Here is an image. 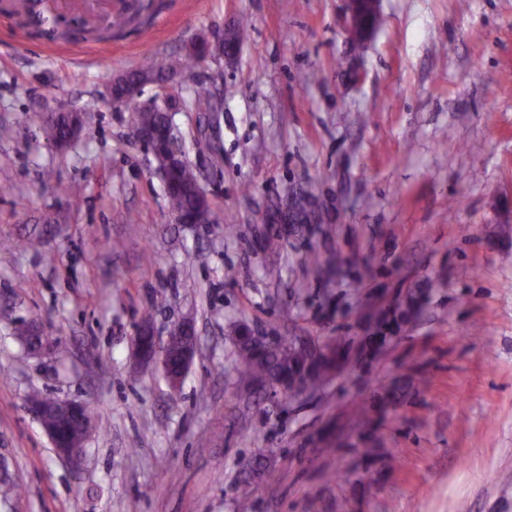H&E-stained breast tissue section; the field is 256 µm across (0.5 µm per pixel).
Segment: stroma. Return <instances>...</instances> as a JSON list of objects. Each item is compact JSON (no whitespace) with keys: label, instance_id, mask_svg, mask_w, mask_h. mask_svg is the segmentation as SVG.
<instances>
[{"label":"stroma","instance_id":"35a3bbf8","mask_svg":"<svg viewBox=\"0 0 512 512\" xmlns=\"http://www.w3.org/2000/svg\"><path fill=\"white\" fill-rule=\"evenodd\" d=\"M166 3L103 43L37 38L0 10V512H238L258 459L278 486L255 482L252 512H512V0H381L360 52L345 0ZM237 21L236 56L169 89L218 218L176 224L105 88ZM203 92L222 103L207 141ZM74 109L85 132L57 148L46 121ZM295 187L318 223L262 246ZM409 295L417 316L364 348ZM146 314L160 337L195 324L179 388L133 359ZM33 324L52 350L21 342ZM238 324L347 361L308 398H242ZM36 392L88 403L81 469L26 410Z\"/></svg>","mask_w":512,"mask_h":512}]
</instances>
